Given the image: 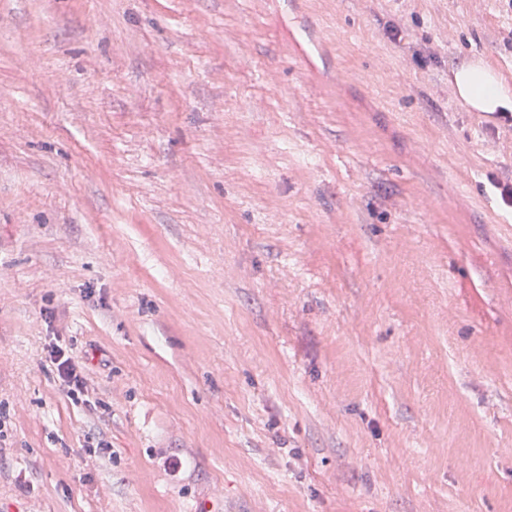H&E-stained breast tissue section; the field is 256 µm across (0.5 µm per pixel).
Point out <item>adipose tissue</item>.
<instances>
[{"label": "adipose tissue", "mask_w": 512, "mask_h": 512, "mask_svg": "<svg viewBox=\"0 0 512 512\" xmlns=\"http://www.w3.org/2000/svg\"><path fill=\"white\" fill-rule=\"evenodd\" d=\"M454 84L458 95L475 111L491 113L512 109V89L479 64L458 68Z\"/></svg>", "instance_id": "ef3b65f1"}]
</instances>
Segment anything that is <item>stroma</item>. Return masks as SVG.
<instances>
[{
  "label": "stroma",
  "instance_id": "stroma-1",
  "mask_svg": "<svg viewBox=\"0 0 512 512\" xmlns=\"http://www.w3.org/2000/svg\"><path fill=\"white\" fill-rule=\"evenodd\" d=\"M473 62L512 0H0V512H512ZM50 359L56 365L58 376L67 396L74 403H88L89 400L82 399L88 395V382L85 375L77 369L72 359L65 355L61 347H54L50 353Z\"/></svg>",
  "mask_w": 512,
  "mask_h": 512
}]
</instances>
